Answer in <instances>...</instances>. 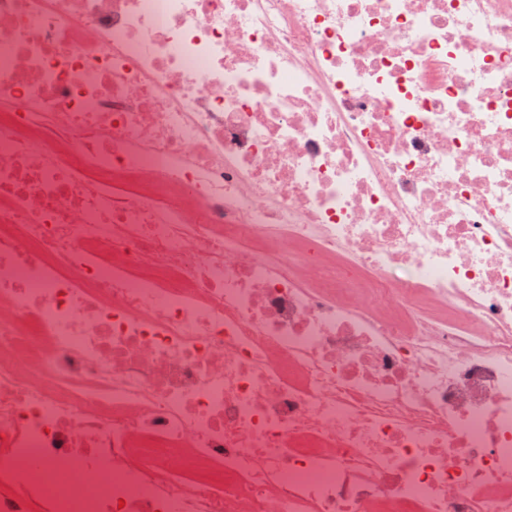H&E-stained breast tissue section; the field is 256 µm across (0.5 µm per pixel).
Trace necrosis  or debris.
Masks as SVG:
<instances>
[{"label": "necrosis or debris", "mask_w": 512, "mask_h": 512, "mask_svg": "<svg viewBox=\"0 0 512 512\" xmlns=\"http://www.w3.org/2000/svg\"><path fill=\"white\" fill-rule=\"evenodd\" d=\"M0 512H512V0H0Z\"/></svg>", "instance_id": "1"}]
</instances>
